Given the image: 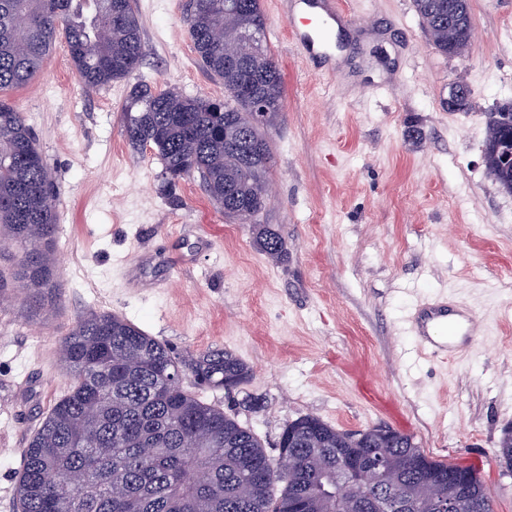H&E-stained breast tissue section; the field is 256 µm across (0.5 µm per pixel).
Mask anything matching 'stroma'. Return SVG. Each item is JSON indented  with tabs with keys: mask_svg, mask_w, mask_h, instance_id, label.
<instances>
[{
	"mask_svg": "<svg viewBox=\"0 0 512 512\" xmlns=\"http://www.w3.org/2000/svg\"><path fill=\"white\" fill-rule=\"evenodd\" d=\"M186 2L135 0L144 59L126 78L86 90L60 38L7 93L37 136L58 221L52 311L22 303L0 257V512H17L22 450L69 386L62 342L94 311L181 354L241 358L252 375L240 389L192 391L265 448L306 414L345 431L388 425L474 466L494 512H512V472L494 455L512 429V194L482 163L486 115L512 101V0H469L474 41L452 58L412 0H345L354 21L337 24L332 58L305 56L276 0H262L285 78L260 217L287 246L280 263L198 179L163 192L153 152L126 141L135 84L224 96L197 63ZM453 81L471 88L470 111L447 110ZM436 297L486 324L452 359L422 350L404 322Z\"/></svg>",
	"mask_w": 512,
	"mask_h": 512,
	"instance_id": "obj_1",
	"label": "stroma"
}]
</instances>
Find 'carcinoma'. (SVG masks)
I'll use <instances>...</instances> for the list:
<instances>
[{"label":"carcinoma","mask_w":512,"mask_h":512,"mask_svg":"<svg viewBox=\"0 0 512 512\" xmlns=\"http://www.w3.org/2000/svg\"><path fill=\"white\" fill-rule=\"evenodd\" d=\"M189 0L185 23L197 60L224 84V99L174 88L134 86L123 112L125 138L151 147L165 184L198 176L224 216L255 225V246L281 262L279 234L259 221L273 157L270 129L284 106L281 71L266 40L261 0ZM424 32L447 57L464 54L468 33L448 26V0H413ZM62 32L83 83L99 89L136 70L143 55L135 0H0V92L28 84ZM268 117L255 119L253 102ZM512 134V102L488 113L487 175L512 192V168L496 147ZM56 211L35 137L11 102L0 99V241L14 249L23 301L52 302ZM60 361L71 378L23 449L16 487L20 512H493L477 470L428 456L410 434L389 426L356 432L313 415L288 423L269 455L258 437L224 410L199 400L185 375L209 388H237L250 367L222 348L181 358L110 312H92L67 334ZM386 456L400 470L392 491L371 471L349 495L330 487L342 458ZM497 457L512 470V431Z\"/></svg>","instance_id":"cac0c4a2"}]
</instances>
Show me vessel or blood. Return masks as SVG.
<instances>
[{
	"mask_svg": "<svg viewBox=\"0 0 512 512\" xmlns=\"http://www.w3.org/2000/svg\"><path fill=\"white\" fill-rule=\"evenodd\" d=\"M315 22L305 27H292L291 34L309 55L330 53L331 31L336 21L347 20L341 0H312ZM480 320L467 308L445 302L421 308L413 320L412 330L419 342L433 352L448 356L459 354L464 343L479 335Z\"/></svg>",
	"mask_w": 512,
	"mask_h": 512,
	"instance_id": "obj_1",
	"label": "vessel or blood"
}]
</instances>
